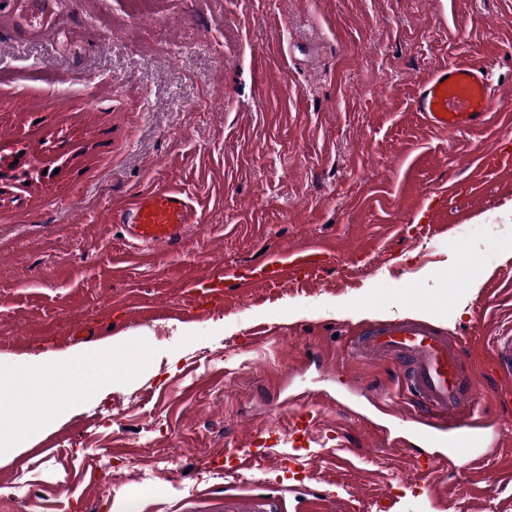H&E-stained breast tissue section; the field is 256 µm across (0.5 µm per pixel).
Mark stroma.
<instances>
[{
    "mask_svg": "<svg viewBox=\"0 0 512 512\" xmlns=\"http://www.w3.org/2000/svg\"><path fill=\"white\" fill-rule=\"evenodd\" d=\"M53 2L49 34L0 31V155L50 170L0 184V405L32 437L0 450V512H223L236 486L287 512L313 494L322 512H512V440L429 488L412 407H375L391 364L343 357L417 318L467 339L484 417L512 399L492 359L512 332V0ZM462 57L491 65L496 115L449 134L413 99ZM170 184L197 222L134 244L113 207ZM306 243L331 253L312 281L183 302L187 276ZM116 334L126 379L81 404L47 392L55 420L34 422L13 369ZM261 433L278 445L240 467Z\"/></svg>",
    "mask_w": 512,
    "mask_h": 512,
    "instance_id": "35a3bbf8",
    "label": "stroma"
}]
</instances>
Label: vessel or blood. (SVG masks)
Wrapping results in <instances>:
<instances>
[{"instance_id": "vessel-or-blood-1", "label": "vessel or blood", "mask_w": 512, "mask_h": 512, "mask_svg": "<svg viewBox=\"0 0 512 512\" xmlns=\"http://www.w3.org/2000/svg\"><path fill=\"white\" fill-rule=\"evenodd\" d=\"M55 23L49 8L32 11L30 0H0V27L14 34L35 37ZM494 96L481 65L459 59L427 77L413 108L428 125L452 133L488 124ZM112 221L123 225L138 243L171 244L182 239L194 221V212L186 192L162 187L113 207ZM325 255V248L316 245L269 250L259 265L187 280V302L205 309L223 304L224 293L231 288H277L292 281L312 280ZM347 350L357 356L367 354L392 361L398 392L421 417L422 427L414 434L419 443L465 453L471 464L478 465L485 459L486 440L503 438L504 428L499 423L491 436L475 431L480 414L462 370L465 343L461 338L440 333L417 319H397L364 331L349 342ZM492 354L496 370L504 376L512 374V336L498 339ZM282 508L279 500L245 491L224 495V512H281Z\"/></svg>"}]
</instances>
